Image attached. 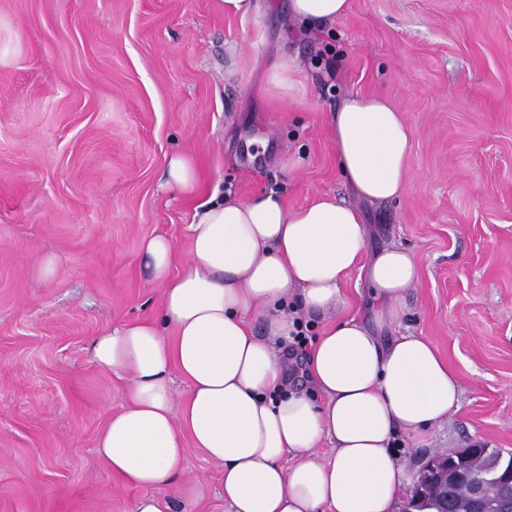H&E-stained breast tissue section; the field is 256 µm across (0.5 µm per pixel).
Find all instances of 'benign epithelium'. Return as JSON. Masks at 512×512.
Returning a JSON list of instances; mask_svg holds the SVG:
<instances>
[{
    "instance_id": "1",
    "label": "benign epithelium",
    "mask_w": 512,
    "mask_h": 512,
    "mask_svg": "<svg viewBox=\"0 0 512 512\" xmlns=\"http://www.w3.org/2000/svg\"><path fill=\"white\" fill-rule=\"evenodd\" d=\"M512 479V470L497 474L492 467L481 472L469 468H448L446 454L437 452L428 457V462L421 468L414 487L415 499L408 501L404 512H425L421 508L423 494L421 490L430 480H435L436 490L448 497V492L464 484L469 487L471 495L470 512H502L504 500L501 485Z\"/></svg>"
}]
</instances>
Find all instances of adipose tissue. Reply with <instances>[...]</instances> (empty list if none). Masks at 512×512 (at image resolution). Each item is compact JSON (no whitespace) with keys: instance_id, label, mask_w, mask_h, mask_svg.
Returning a JSON list of instances; mask_svg holds the SVG:
<instances>
[{"instance_id":"obj_1","label":"adipose tissue","mask_w":512,"mask_h":512,"mask_svg":"<svg viewBox=\"0 0 512 512\" xmlns=\"http://www.w3.org/2000/svg\"><path fill=\"white\" fill-rule=\"evenodd\" d=\"M348 8L349 0H288L289 16L307 27ZM330 126L360 199L403 192L411 138L400 112L354 95ZM188 230L189 256L175 276L171 240L142 244L162 286L159 319L112 328L89 347L99 367L128 383V404L96 448L112 474L139 488L130 512H174L158 489L178 477L191 445L223 469L225 512H393L409 481L396 437L447 421L461 390L425 337L385 341L355 318H336L366 245L357 206L325 195L291 211L272 191L247 201L217 191L195 207ZM365 274L378 321L394 322L417 281L413 253L389 244ZM319 317L329 325L305 360L306 378L292 380L286 345L296 322ZM325 440L333 450L324 457Z\"/></svg>"}]
</instances>
